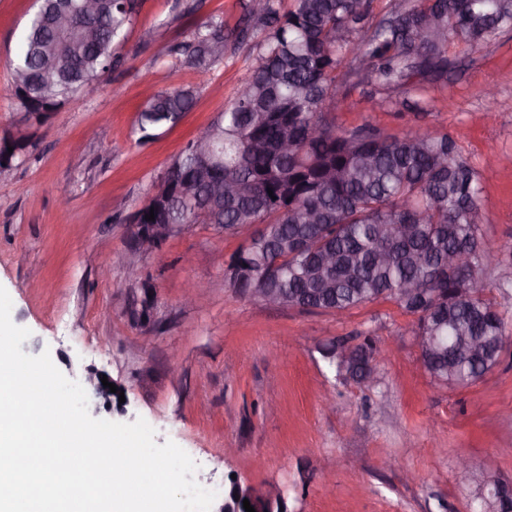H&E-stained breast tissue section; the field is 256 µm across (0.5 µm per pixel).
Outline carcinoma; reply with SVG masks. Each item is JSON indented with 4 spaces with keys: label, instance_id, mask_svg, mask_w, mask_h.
I'll return each mask as SVG.
<instances>
[{
    "label": "carcinoma",
    "instance_id": "1",
    "mask_svg": "<svg viewBox=\"0 0 512 512\" xmlns=\"http://www.w3.org/2000/svg\"><path fill=\"white\" fill-rule=\"evenodd\" d=\"M76 2L39 0L18 34L12 76L23 73L28 84L11 96L17 110L56 112L112 71L139 0H94L95 13L61 35L53 19ZM373 2L291 0L283 11L279 0H249L246 24L261 32L253 63L235 102L213 122L211 164L198 163L195 138L175 156L171 178L188 186L174 197L169 223L226 231L265 225L248 250V278L239 281L229 267L224 277L243 293L265 288L303 310L342 313L384 299L415 313L418 302L403 288L436 290L435 310L419 318V330L435 342L424 367L440 384L467 386L497 367V345L507 337L504 316L481 287L463 268L448 267L450 252L467 254L477 267L491 260L480 230V171L446 132L342 131L325 106L339 79H370L385 89L445 81L448 43L477 47L511 28L512 0H410L371 25ZM232 37L212 18L172 53L181 66L208 70ZM47 66L56 72L49 84L42 80ZM194 97L191 88L146 97L140 141L177 125ZM217 171L224 185L246 191L213 197ZM474 336L486 342L478 354L468 347ZM356 349L363 381L373 346ZM245 499L249 489L236 483L225 490L231 512H245Z\"/></svg>",
    "mask_w": 512,
    "mask_h": 512
}]
</instances>
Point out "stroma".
Segmentation results:
<instances>
[{"mask_svg": "<svg viewBox=\"0 0 512 512\" xmlns=\"http://www.w3.org/2000/svg\"><path fill=\"white\" fill-rule=\"evenodd\" d=\"M247 0H141L119 64L96 90L39 128L25 160L0 182V286L24 353H49L70 380L98 372L119 383L123 406L89 397L92 417L145 419L157 444L173 441L197 463L196 481L263 493L282 488L288 512H471L477 478L512 480V339L499 365L467 387L435 382L394 302L344 316L270 307L230 288L224 268L247 241L210 224L169 237L154 252L130 248L132 218L171 159L218 112L248 74L252 39L229 41L200 71L171 51L199 24L243 25ZM33 0H0V88ZM448 81L427 90L426 115L400 89L340 83L336 124L402 134L435 126L481 170V229L495 250L477 276L512 325V29L478 48L448 45ZM192 88L194 106L174 128L143 143L136 127L145 89ZM496 91L487 107L484 88ZM388 97L375 110L371 102ZM207 287L184 301L187 283ZM371 340L373 372L337 373L336 342ZM468 469H460L459 458Z\"/></svg>", "mask_w": 512, "mask_h": 512, "instance_id": "obj_1", "label": "stroma"}]
</instances>
